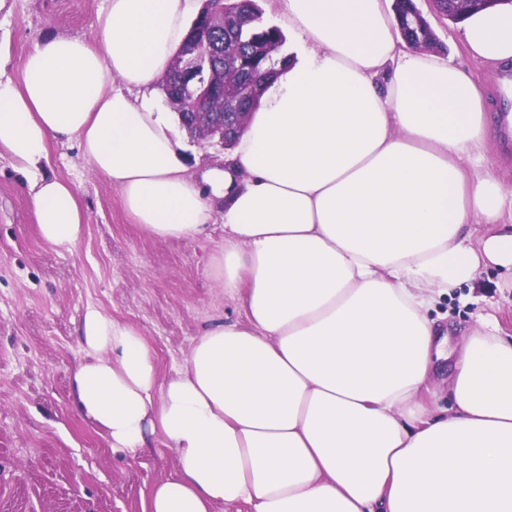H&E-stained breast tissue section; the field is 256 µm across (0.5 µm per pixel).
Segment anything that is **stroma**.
<instances>
[{"mask_svg": "<svg viewBox=\"0 0 512 512\" xmlns=\"http://www.w3.org/2000/svg\"><path fill=\"white\" fill-rule=\"evenodd\" d=\"M442 45L441 58L464 66L483 87L490 111L486 158L512 190V71L469 56L460 27L414 0ZM107 0H0V73L23 81L38 41L72 36L100 44L96 17ZM172 134L191 172L223 164L225 150ZM36 177L70 182L85 216L77 243L60 249L38 232L31 198L0 149V512H143L155 482L174 472V452L155 444L137 457L71 407L70 381L84 356L80 322L97 308L135 325L153 349L159 379L180 369L214 322L240 314L209 261L216 237L161 241L126 212L119 190L96 175L76 145L50 142ZM431 317L456 345L487 320L512 336V274L491 264L439 298Z\"/></svg>", "mask_w": 512, "mask_h": 512, "instance_id": "obj_1", "label": "stroma"}]
</instances>
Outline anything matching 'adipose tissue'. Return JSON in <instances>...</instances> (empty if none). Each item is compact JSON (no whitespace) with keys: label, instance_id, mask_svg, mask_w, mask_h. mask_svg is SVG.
<instances>
[{"label":"adipose tissue","instance_id":"ef3b65f1","mask_svg":"<svg viewBox=\"0 0 512 512\" xmlns=\"http://www.w3.org/2000/svg\"><path fill=\"white\" fill-rule=\"evenodd\" d=\"M274 5L288 63L199 177L153 101L196 0H108L100 48L46 38L22 86L0 79V148L44 242L73 247L84 224L70 183L30 176L62 139L153 238L221 223L210 269L242 299V318L212 324L164 381L137 328L88 310L73 407L115 450L174 451L145 512H512V336L487 321L453 355L429 316L482 262L512 271L482 87L405 43L385 0ZM460 27L473 58L512 65V5ZM442 360L435 412L419 394Z\"/></svg>","mask_w":512,"mask_h":512}]
</instances>
